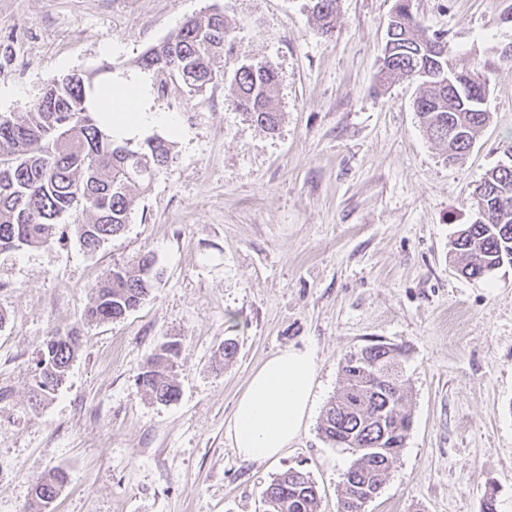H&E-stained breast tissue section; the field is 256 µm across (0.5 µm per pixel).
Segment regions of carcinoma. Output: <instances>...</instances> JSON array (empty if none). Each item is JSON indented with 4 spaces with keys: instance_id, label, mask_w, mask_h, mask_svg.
<instances>
[{
    "instance_id": "carcinoma-1",
    "label": "carcinoma",
    "mask_w": 512,
    "mask_h": 512,
    "mask_svg": "<svg viewBox=\"0 0 512 512\" xmlns=\"http://www.w3.org/2000/svg\"><path fill=\"white\" fill-rule=\"evenodd\" d=\"M317 30L335 26L337 0H307ZM435 39L421 28L410 0H395L391 30L381 51L379 80L399 77L418 82L415 110L425 134L448 145L446 160L463 159L489 123V92L482 71L457 67L450 45L434 51ZM230 52L224 15L213 13L182 24L164 42L137 61L144 70L166 74L184 88L207 86L218 74L217 57ZM112 66L52 79L33 109L22 116L0 114V251L18 250L63 238L66 213L80 208L89 214L75 225L82 246L93 252L128 224L137 198L148 187L155 168L168 162L173 141L153 135L142 142L116 140L90 105L91 97L108 90ZM277 72L267 65L242 64L233 69L230 88L237 107L267 131L276 129L280 114L272 95ZM474 218L453 234L451 253L468 279H481L512 267V163L496 165L476 186L470 203ZM153 259L115 265L93 288L85 312L91 323L115 321L138 307L153 288ZM81 348L73 333L48 337L36 362L30 400L39 404L63 384ZM181 342L163 343L137 375L139 387L153 400L169 403L179 394L175 367ZM236 344H221L214 367L233 361ZM387 368L389 378L375 383L368 370ZM343 386L324 410L320 431L336 448L354 456L338 487V512H360L362 492L377 490L404 447L411 417L408 393L401 379L396 348L371 344L341 360ZM389 452L378 457L374 449ZM69 475L55 470L38 477L23 512H52ZM264 512H318V492L308 472L289 469L263 492Z\"/></svg>"
}]
</instances>
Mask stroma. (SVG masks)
<instances>
[{
	"label": "stroma",
	"instance_id": "1",
	"mask_svg": "<svg viewBox=\"0 0 512 512\" xmlns=\"http://www.w3.org/2000/svg\"><path fill=\"white\" fill-rule=\"evenodd\" d=\"M394 0H338L322 37L304 0H0V113L28 112L52 79L112 65L134 72L190 18L223 13L232 51L214 67L264 62L279 76L269 132L240 112L228 82L202 92L154 74L153 109L182 128L125 229L95 251L75 233L0 252V512H20L34 481L70 475L54 512H263L288 469L310 473L319 512H337L351 452L319 424L341 387L343 354L401 351L412 426L365 512H512V268L470 280L449 258L486 172L512 148V0H411L464 68L488 80L489 124L462 163L421 130L417 84L378 89ZM154 258L144 303L89 323L92 289L113 265ZM83 346L58 393L28 402L46 338ZM181 340L177 401L136 382L145 360ZM237 354L212 358L224 340ZM313 352L305 430L275 461L242 460L225 426L271 354Z\"/></svg>",
	"mask_w": 512,
	"mask_h": 512
}]
</instances>
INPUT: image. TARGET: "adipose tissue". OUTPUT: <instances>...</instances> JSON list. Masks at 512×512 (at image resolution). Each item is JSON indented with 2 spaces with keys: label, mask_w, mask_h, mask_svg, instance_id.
<instances>
[{
  "label": "adipose tissue",
  "mask_w": 512,
  "mask_h": 512,
  "mask_svg": "<svg viewBox=\"0 0 512 512\" xmlns=\"http://www.w3.org/2000/svg\"><path fill=\"white\" fill-rule=\"evenodd\" d=\"M148 75L135 72L112 82L95 109L109 117L105 128L116 138L133 139L163 124L172 135L181 129L172 116L148 105ZM317 364L310 351L288 349L272 354L251 374L226 426V437L246 461L276 460L301 434L310 414Z\"/></svg>",
  "instance_id": "ef3b65f1"
}]
</instances>
